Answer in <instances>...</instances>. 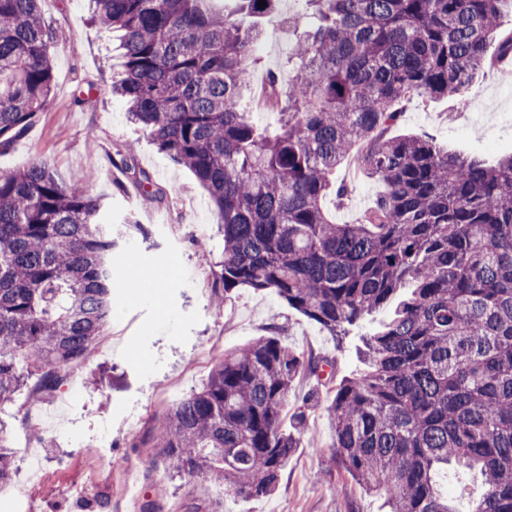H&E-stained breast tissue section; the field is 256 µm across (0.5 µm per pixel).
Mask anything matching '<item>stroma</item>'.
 <instances>
[{
  "label": "stroma",
  "instance_id": "1",
  "mask_svg": "<svg viewBox=\"0 0 512 512\" xmlns=\"http://www.w3.org/2000/svg\"><path fill=\"white\" fill-rule=\"evenodd\" d=\"M52 27L65 33L51 47L54 90L33 127L10 150L0 152V173L36 161L48 163L70 184L93 178L101 208L118 243L116 258L134 254L135 271H120L112 290V320L90 363L74 369L78 397L59 407L58 395L23 391L12 409L9 441L16 451L10 483L0 488V512H100L108 494L112 512H141L153 486L166 484L162 512H186L202 502L208 512H382V500L352 482L333 453L334 434L325 414L337 386L364 368L363 338L378 323L370 317L344 339L288 308L275 295L242 287L225 293L215 265L224 248L214 206L194 175L158 151L127 117L112 94L119 66L118 37L92 24L90 0H42ZM257 47L255 79L277 69L295 34L267 21ZM91 98L75 105L77 89ZM392 135L434 139L449 150L489 163L512 155V71L481 72L464 101L413 98L399 106ZM136 168L150 174L164 195L143 200L116 173L126 148ZM350 194L344 204L327 197L337 223H355L385 186L351 163L336 170ZM157 274L158 298L140 293L136 270ZM276 331L289 347L329 360L321 377L301 376L284 426L298 446L268 497L241 498L196 479L169 478L148 439L151 426L208 380L225 352ZM345 493H337L338 484Z\"/></svg>",
  "mask_w": 512,
  "mask_h": 512
}]
</instances>
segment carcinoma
<instances>
[{
    "mask_svg": "<svg viewBox=\"0 0 512 512\" xmlns=\"http://www.w3.org/2000/svg\"><path fill=\"white\" fill-rule=\"evenodd\" d=\"M94 2V21L121 32L112 92L216 207L224 293L266 290L341 337L410 289L327 407L344 470L388 512H460L438 475L472 470L482 492L467 512H512V156L488 165L387 136L396 103L465 97L512 0H304L316 22L287 18L298 34L288 81L267 75L277 121L265 127L242 101L256 19L281 0ZM40 3L0 0L3 150L53 93L58 36ZM350 156L386 192L338 224L323 200L347 199L335 172ZM133 176L162 198L146 172ZM93 180L70 185L45 162L0 173V408L29 386L55 393L112 318L116 242ZM327 365L273 335L225 354L149 431L169 477L271 494L297 447L283 428L293 383ZM14 458L0 419V485Z\"/></svg>",
    "mask_w": 512,
    "mask_h": 512,
    "instance_id": "1",
    "label": "carcinoma"
}]
</instances>
